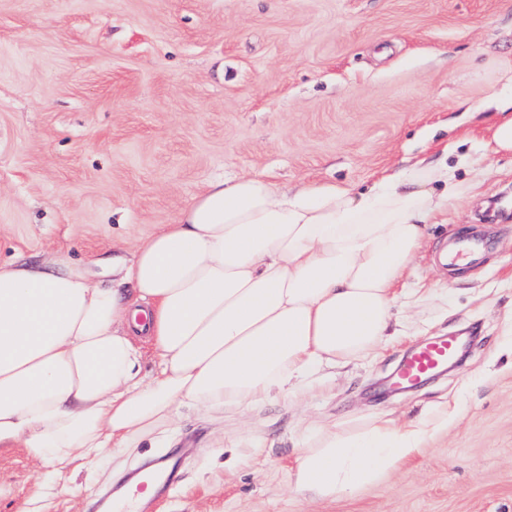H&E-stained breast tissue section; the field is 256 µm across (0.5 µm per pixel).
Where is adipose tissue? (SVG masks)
I'll return each instance as SVG.
<instances>
[{
	"label": "adipose tissue",
	"mask_w": 512,
	"mask_h": 512,
	"mask_svg": "<svg viewBox=\"0 0 512 512\" xmlns=\"http://www.w3.org/2000/svg\"><path fill=\"white\" fill-rule=\"evenodd\" d=\"M469 185L423 160L356 192L281 191L264 174L211 181L176 223L136 240L111 286L74 264L0 263V446L58 470L133 447L190 406H249L304 391L312 376L376 351L424 226ZM158 362L141 374L133 334ZM420 419L322 429L289 475L335 500L416 455Z\"/></svg>",
	"instance_id": "adipose-tissue-1"
}]
</instances>
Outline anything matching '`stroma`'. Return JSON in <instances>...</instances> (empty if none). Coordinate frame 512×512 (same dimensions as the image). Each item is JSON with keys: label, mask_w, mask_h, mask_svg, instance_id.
I'll list each match as a JSON object with an SVG mask.
<instances>
[{"label": "stroma", "mask_w": 512, "mask_h": 512, "mask_svg": "<svg viewBox=\"0 0 512 512\" xmlns=\"http://www.w3.org/2000/svg\"><path fill=\"white\" fill-rule=\"evenodd\" d=\"M511 80L512 0H0L1 262L53 252L111 284L132 235L217 178L361 191L427 158L472 186L425 227L392 307L403 335L299 396L180 410L74 474L0 446V512H101L165 454L177 482L138 512H512V156L459 164L500 118L478 104ZM462 236L489 248L443 271ZM458 334L457 367L383 394L409 351ZM443 413L383 481L335 501L290 492L318 429Z\"/></svg>", "instance_id": "obj_1"}]
</instances>
